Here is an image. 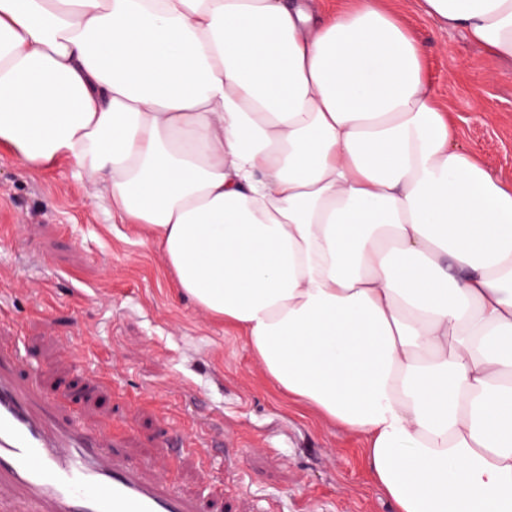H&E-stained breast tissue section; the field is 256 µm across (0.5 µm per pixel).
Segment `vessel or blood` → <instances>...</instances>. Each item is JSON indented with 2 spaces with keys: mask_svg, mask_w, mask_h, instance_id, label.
Returning <instances> with one entry per match:
<instances>
[{
  "mask_svg": "<svg viewBox=\"0 0 512 512\" xmlns=\"http://www.w3.org/2000/svg\"><path fill=\"white\" fill-rule=\"evenodd\" d=\"M0 347V512H197L141 459L16 376Z\"/></svg>",
  "mask_w": 512,
  "mask_h": 512,
  "instance_id": "b4317fda",
  "label": "vessel or blood"
}]
</instances>
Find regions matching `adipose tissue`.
<instances>
[{
	"instance_id": "ef3b65f1",
	"label": "adipose tissue",
	"mask_w": 512,
	"mask_h": 512,
	"mask_svg": "<svg viewBox=\"0 0 512 512\" xmlns=\"http://www.w3.org/2000/svg\"><path fill=\"white\" fill-rule=\"evenodd\" d=\"M512 59V0H421ZM0 144L67 160L396 512H512V187L381 0H0Z\"/></svg>"
}]
</instances>
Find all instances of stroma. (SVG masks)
<instances>
[{
    "label": "stroma",
    "mask_w": 512,
    "mask_h": 512,
    "mask_svg": "<svg viewBox=\"0 0 512 512\" xmlns=\"http://www.w3.org/2000/svg\"><path fill=\"white\" fill-rule=\"evenodd\" d=\"M423 45L460 141L512 184V61L440 29L419 0H385ZM0 331L45 394L125 440L205 512H395L364 442L269 381L240 332L179 296L158 250L113 219L69 163L34 170L0 146ZM205 442L175 459L170 430Z\"/></svg>",
    "instance_id": "1"
}]
</instances>
